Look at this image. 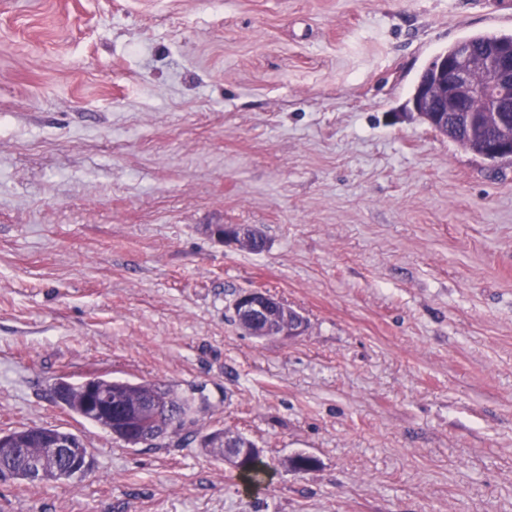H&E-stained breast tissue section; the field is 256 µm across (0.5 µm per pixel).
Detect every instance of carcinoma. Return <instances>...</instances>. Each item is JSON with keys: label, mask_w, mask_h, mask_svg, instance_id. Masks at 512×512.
I'll list each match as a JSON object with an SVG mask.
<instances>
[{"label": "carcinoma", "mask_w": 512, "mask_h": 512, "mask_svg": "<svg viewBox=\"0 0 512 512\" xmlns=\"http://www.w3.org/2000/svg\"><path fill=\"white\" fill-rule=\"evenodd\" d=\"M470 44L478 49V55L487 59L508 48L512 44V34L484 33L458 41L448 47V52L456 54L463 45ZM470 107L475 110L474 125L471 130L455 123L453 119L443 122L433 114H425L433 120L431 127L446 136L451 142L465 151L483 154V144L492 138L511 134L512 128L502 129L493 114L485 112V104L473 100ZM95 386L112 397V413H96L85 402L88 386ZM52 390L60 406L78 417L95 424L112 437L131 446L140 444L136 428L137 418L132 409L145 406L154 401L161 403V410L150 425V440L160 443L180 436L189 424L194 423L195 407L192 401L174 393L168 386L153 381L130 382L114 380L103 376H94L80 383L65 380L54 383ZM222 428L213 429L205 434L193 432L191 436L199 438L200 447L206 449L215 459L225 462L237 472L246 490L260 488L268 472V464L259 452H250L245 457L229 455V449L223 446ZM60 438L73 446V451L88 457V450L82 440L71 432L54 427L29 426L7 434H0V480L20 483L48 484L69 480L76 476L63 461L52 459L46 449V441ZM32 462L41 464L38 478L30 476L29 466ZM290 470L306 473L317 467V460L311 456L297 455L288 460Z\"/></svg>", "instance_id": "cac0c4a2"}]
</instances>
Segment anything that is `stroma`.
<instances>
[{"mask_svg":"<svg viewBox=\"0 0 512 512\" xmlns=\"http://www.w3.org/2000/svg\"><path fill=\"white\" fill-rule=\"evenodd\" d=\"M488 32L512 0H0V433L90 455L0 512H512V161L408 110ZM246 290L304 333L247 335ZM98 375L202 402L266 488L55 402Z\"/></svg>","mask_w":512,"mask_h":512,"instance_id":"obj_1","label":"stroma"}]
</instances>
